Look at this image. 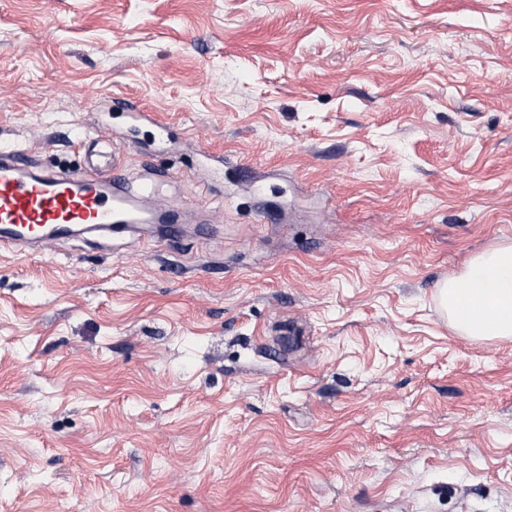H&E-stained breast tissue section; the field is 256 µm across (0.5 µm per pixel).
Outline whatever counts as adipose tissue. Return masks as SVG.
<instances>
[{
	"label": "adipose tissue",
	"mask_w": 512,
	"mask_h": 512,
	"mask_svg": "<svg viewBox=\"0 0 512 512\" xmlns=\"http://www.w3.org/2000/svg\"><path fill=\"white\" fill-rule=\"evenodd\" d=\"M440 298L460 331L481 339H511L512 244L473 259L463 281L445 283Z\"/></svg>",
	"instance_id": "1"
}]
</instances>
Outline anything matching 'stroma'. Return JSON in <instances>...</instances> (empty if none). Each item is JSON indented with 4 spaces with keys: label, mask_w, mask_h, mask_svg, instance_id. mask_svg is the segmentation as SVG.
Masks as SVG:
<instances>
[{
    "label": "stroma",
    "mask_w": 512,
    "mask_h": 512,
    "mask_svg": "<svg viewBox=\"0 0 512 512\" xmlns=\"http://www.w3.org/2000/svg\"><path fill=\"white\" fill-rule=\"evenodd\" d=\"M79 129L185 236L0 251V512H512L438 299L512 244V0H0V146Z\"/></svg>",
    "instance_id": "1"
}]
</instances>
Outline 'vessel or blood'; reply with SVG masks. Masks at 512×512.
<instances>
[{
	"instance_id": "vessel-or-blood-1",
	"label": "vessel or blood",
	"mask_w": 512,
	"mask_h": 512,
	"mask_svg": "<svg viewBox=\"0 0 512 512\" xmlns=\"http://www.w3.org/2000/svg\"><path fill=\"white\" fill-rule=\"evenodd\" d=\"M28 156L20 150L0 153V247L31 246L54 250L71 226L121 232L128 225L161 219L152 205L154 187L143 182L137 199L123 190L120 159L100 164L88 158L83 171H26Z\"/></svg>"
}]
</instances>
